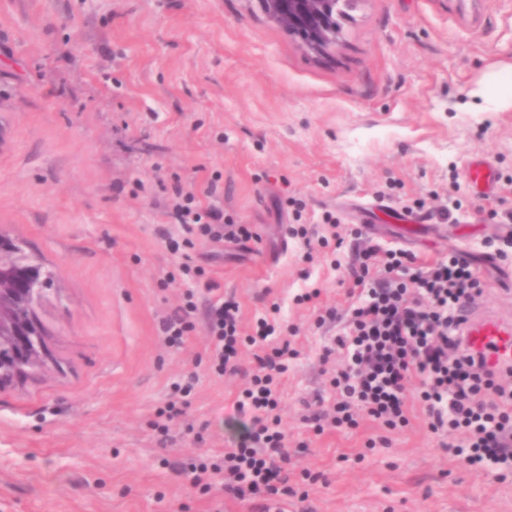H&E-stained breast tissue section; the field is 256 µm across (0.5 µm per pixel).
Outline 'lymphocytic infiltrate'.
<instances>
[{
  "mask_svg": "<svg viewBox=\"0 0 512 512\" xmlns=\"http://www.w3.org/2000/svg\"><path fill=\"white\" fill-rule=\"evenodd\" d=\"M196 192L176 189L171 217L183 230L170 247L179 256L164 284L185 283L184 301L160 324L167 344L183 345L204 328L212 339L210 367L219 376L246 375L248 382L233 403L243 429L222 463H187L193 485L209 491L222 476L224 492L237 501L256 503L259 512H277L279 496L288 492L290 456L281 428L280 388L296 349L279 338L281 306L271 303L252 333H244L240 305L219 295L210 303L205 324H198L196 289L218 292L220 285L198 261L199 241H250L249 225L225 222L224 211L202 206ZM354 283L367 284V295L350 311V331L338 337L343 352L331 385V411L310 420L356 426V410L388 429L407 426V385L420 381L419 400L428 426L446 438L449 453L470 465L512 469V386L503 370L488 369L483 354L470 350L460 334L458 310L480 291V280L466 260L452 257L420 264L415 254L374 248L348 269ZM255 349V365L244 370L241 350Z\"/></svg>",
  "mask_w": 512,
  "mask_h": 512,
  "instance_id": "obj_1",
  "label": "lymphocytic infiltrate"
}]
</instances>
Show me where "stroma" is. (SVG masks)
I'll use <instances>...</instances> for the list:
<instances>
[{"instance_id":"obj_1","label":"stroma","mask_w":512,"mask_h":512,"mask_svg":"<svg viewBox=\"0 0 512 512\" xmlns=\"http://www.w3.org/2000/svg\"><path fill=\"white\" fill-rule=\"evenodd\" d=\"M353 16L319 61L256 0H0V231L57 273L42 318L62 363L0 389V512H257L179 473L237 437L242 380L211 373L205 331L176 348L159 328L182 293L160 285L173 187L214 174L225 218L255 237L198 255L244 327L279 302L299 352L282 393L287 512H512V474L451 457L417 381L404 428L305 420L333 399L365 247L464 256L474 306L512 316V0H359ZM299 223L342 247L305 260ZM311 288L316 303L296 304ZM327 307L338 320L318 323ZM188 377L159 442L155 410Z\"/></svg>"}]
</instances>
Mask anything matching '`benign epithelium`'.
I'll return each instance as SVG.
<instances>
[{
    "mask_svg": "<svg viewBox=\"0 0 512 512\" xmlns=\"http://www.w3.org/2000/svg\"><path fill=\"white\" fill-rule=\"evenodd\" d=\"M351 5L356 0H259L266 19L298 39L302 50L316 59L331 56L341 42L340 20L344 10L340 2ZM0 344L31 364H41L44 354L33 352L26 328L0 308Z\"/></svg>",
    "mask_w": 512,
    "mask_h": 512,
    "instance_id": "benign-epithelium-1",
    "label": "benign epithelium"
}]
</instances>
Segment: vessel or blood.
Wrapping results in <instances>:
<instances>
[{"label": "vessel or blood", "mask_w": 512, "mask_h": 512, "mask_svg": "<svg viewBox=\"0 0 512 512\" xmlns=\"http://www.w3.org/2000/svg\"><path fill=\"white\" fill-rule=\"evenodd\" d=\"M462 333L469 348L486 355L490 367L512 361V324L495 313L466 310Z\"/></svg>", "instance_id": "b4317fda"}]
</instances>
